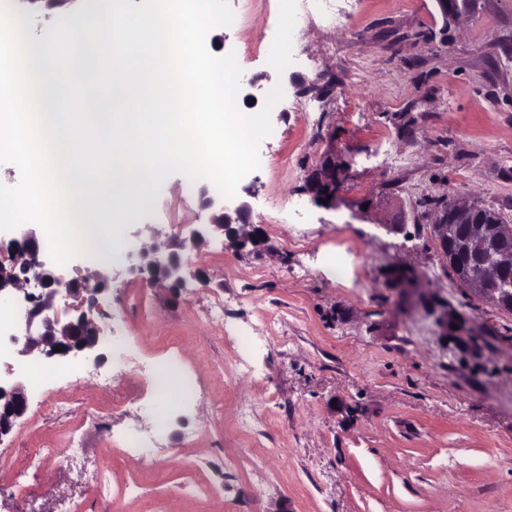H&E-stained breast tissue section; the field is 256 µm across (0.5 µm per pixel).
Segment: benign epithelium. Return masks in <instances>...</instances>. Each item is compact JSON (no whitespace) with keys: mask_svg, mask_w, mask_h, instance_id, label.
<instances>
[{"mask_svg":"<svg viewBox=\"0 0 512 512\" xmlns=\"http://www.w3.org/2000/svg\"><path fill=\"white\" fill-rule=\"evenodd\" d=\"M15 9L35 17L36 22L62 13L75 0H13ZM347 179L345 164L333 156L324 157L309 174L306 190L314 202L323 199L336 206L338 191ZM201 207L210 211L207 222L174 245L155 239L141 247L142 263L134 272L151 285L172 290L185 286L184 268L190 256L212 238H222L238 250L247 245L264 244L260 226L249 224L245 217L250 207L245 201L218 197L207 186L199 188ZM479 206L463 198H454L447 210H439L433 225L441 249L456 261H465L479 271L471 289L479 294L492 293L499 302L512 304V227L499 239L480 241L471 246L461 233V225L448 223L446 213L469 215ZM110 266H96L85 279L66 278L62 268L47 260L36 229L21 225L8 239L0 237V299L22 297L24 314L17 318L11 342L20 356L66 359L83 353L100 358V342L104 333L96 314L100 311L98 296L108 290ZM65 296L77 303L61 309L57 299ZM63 351L57 352L55 348ZM29 407L26 385L11 376L0 377V441L8 436Z\"/></svg>","mask_w":512,"mask_h":512,"instance_id":"obj_1","label":"benign epithelium"}]
</instances>
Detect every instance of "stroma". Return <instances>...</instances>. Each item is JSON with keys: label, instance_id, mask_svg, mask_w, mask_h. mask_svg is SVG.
Here are the masks:
<instances>
[{"label": "stroma", "instance_id": "obj_1", "mask_svg": "<svg viewBox=\"0 0 512 512\" xmlns=\"http://www.w3.org/2000/svg\"><path fill=\"white\" fill-rule=\"evenodd\" d=\"M346 8L340 27L314 16L294 30L299 60L281 74L268 63L279 0L234 5L233 23L209 32L208 51L242 69L240 110L284 89L260 167L240 182L268 247L211 240L177 295L114 269L101 322L121 306L133 401L115 404L99 377L111 356L77 359L50 408L30 405L0 443V512H512V313L450 277L433 239L451 197L512 223V0H477L457 22L436 0ZM327 155L348 168L333 209L304 192ZM187 182L168 176L122 239L184 238L205 222ZM167 357L197 394L169 402L152 458L116 459L112 479L133 493L97 498L103 451L137 403L156 402L144 369ZM75 433L80 458H45L16 485L31 451Z\"/></svg>", "mask_w": 512, "mask_h": 512}]
</instances>
